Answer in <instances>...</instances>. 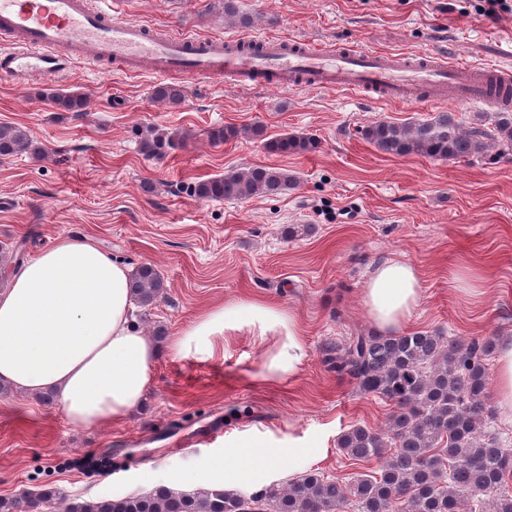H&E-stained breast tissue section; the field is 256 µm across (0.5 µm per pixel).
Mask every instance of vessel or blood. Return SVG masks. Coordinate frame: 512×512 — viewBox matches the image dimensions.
I'll list each match as a JSON object with an SVG mask.
<instances>
[{"mask_svg":"<svg viewBox=\"0 0 512 512\" xmlns=\"http://www.w3.org/2000/svg\"><path fill=\"white\" fill-rule=\"evenodd\" d=\"M0 33L20 39L0 49V77L29 85L68 72L74 60L147 67L239 86L314 88L400 104L480 103L512 96V65L483 68L435 55L334 50L310 41L228 36L207 39L148 32L119 17L115 0H0Z\"/></svg>","mask_w":512,"mask_h":512,"instance_id":"b4317fda","label":"vessel or blood"}]
</instances>
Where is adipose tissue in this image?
Listing matches in <instances>:
<instances>
[{
    "mask_svg": "<svg viewBox=\"0 0 512 512\" xmlns=\"http://www.w3.org/2000/svg\"><path fill=\"white\" fill-rule=\"evenodd\" d=\"M130 269L102 252L90 237H58L12 271L0 289V385L35 397L52 392L77 428L123 423L151 390L159 348L131 317ZM423 301L417 269L390 258L377 264L363 304L385 334L398 333ZM273 339L270 378L295 377L306 356L292 314L262 300L220 303L200 311L172 341L177 357L209 361L241 331ZM492 397L512 416V336L501 337ZM294 448L272 450L256 442L213 458L211 478L232 482L260 469L282 467Z\"/></svg>",
    "mask_w": 512,
    "mask_h": 512,
    "instance_id": "adipose-tissue-1",
    "label": "adipose tissue"
}]
</instances>
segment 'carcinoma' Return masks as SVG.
<instances>
[{
  "label": "carcinoma",
  "mask_w": 512,
  "mask_h": 512,
  "mask_svg": "<svg viewBox=\"0 0 512 512\" xmlns=\"http://www.w3.org/2000/svg\"><path fill=\"white\" fill-rule=\"evenodd\" d=\"M62 112L84 111L80 93H53ZM497 134L463 129L451 112L414 124L379 121L363 135L379 152L434 159H470L487 147L512 149V112L497 113ZM140 151L160 159L178 148L180 137L154 127L138 131ZM19 126L0 125V156L32 150ZM271 153L303 154L318 149L307 135L281 134L268 139ZM295 177L275 166L229 170L199 182L194 193L223 201L255 195H277ZM142 311L165 297L167 285L150 264L134 269L130 284ZM494 338L468 342L420 331L386 336L364 333L328 358L338 376L368 396L394 406L383 431L351 425L337 438L340 452L354 460L375 461L376 474L343 482L317 471L285 486L271 485L250 496L222 486L182 491L165 485L146 494L107 499L73 498L65 512H512V451L488 427L495 411L488 395L487 357ZM58 500L51 488L19 500L0 501L7 512H52Z\"/></svg>",
  "instance_id": "1"
}]
</instances>
